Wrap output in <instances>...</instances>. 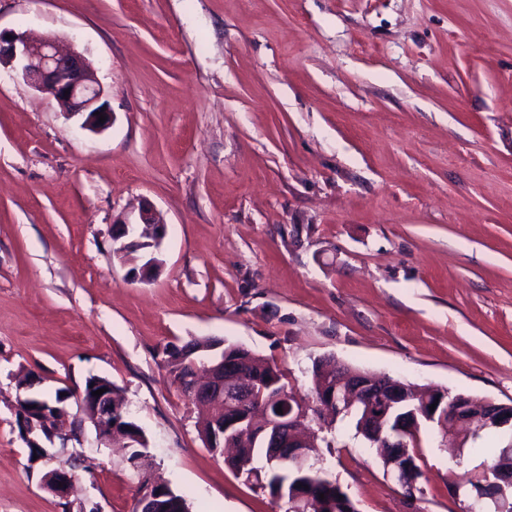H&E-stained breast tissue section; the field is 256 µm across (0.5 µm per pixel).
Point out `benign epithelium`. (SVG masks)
Masks as SVG:
<instances>
[{
  "label": "benign epithelium",
  "instance_id": "benign-epithelium-1",
  "mask_svg": "<svg viewBox=\"0 0 512 512\" xmlns=\"http://www.w3.org/2000/svg\"><path fill=\"white\" fill-rule=\"evenodd\" d=\"M13 65L20 76L36 91L55 100L62 112L70 116L82 117L81 128L91 132H102L112 125L113 114L108 102L104 100L105 90L98 82L96 74L88 59L78 51L65 48L61 41L49 35L41 40L33 41L24 33L0 29V65ZM105 122H99L100 116ZM150 236V247L144 250L142 264L129 271L131 279L147 281L152 278L161 266L157 252L166 236V224L159 213L150 205L145 204L139 210V219L134 223L122 222L116 230L114 238H126L131 244H141L145 236ZM189 366L192 376L186 385L189 400L197 406L209 407L215 402L245 408L244 416L231 423H213L215 427L211 439L223 440L226 448H233L232 440L226 439L231 428L249 423V429L273 430L275 433L288 432V444L293 448L288 461L298 467L309 464L310 441L302 438L300 427L308 418H320L326 412L338 415L362 403H368L367 396H378L381 407L389 409L405 403L413 398L421 400V404L412 411L414 418H420L432 426L448 428L457 432L453 438L458 448L466 446L468 438L476 431L488 427L503 428L512 426V403H497L484 399L480 406H474L470 396L457 394L448 399L447 393L434 401L430 396L420 393V388L410 383L390 380L384 376H372L361 371L337 368L336 385L323 401L307 404L301 397H296L299 409L278 414L265 406L264 393L266 386L260 380L243 381V369L240 361L226 358L224 354L216 355L210 365L198 368L196 359H191ZM32 397L18 400L16 410L27 409L29 425L24 430L26 442L40 445V441L49 442L58 438L66 440L68 413L63 408H55L53 412L39 410L31 403ZM98 405L93 415L92 425L102 439L117 435V423L113 421L112 393L107 392L98 397ZM436 404L431 410L429 406ZM44 471L41 483L45 489L60 499L68 497L71 488V475L66 465L55 456L46 453L40 458ZM388 472L405 489L415 490L416 480L413 469L408 463L398 458L389 463ZM512 488V477L505 478L501 473L486 475L482 495H495ZM165 489L161 488L153 496H144L139 492L135 512H179L175 503L159 511L152 502L166 498Z\"/></svg>",
  "mask_w": 512,
  "mask_h": 512
}]
</instances>
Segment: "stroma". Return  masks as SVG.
<instances>
[{
	"label": "stroma",
	"instance_id": "stroma-1",
	"mask_svg": "<svg viewBox=\"0 0 512 512\" xmlns=\"http://www.w3.org/2000/svg\"><path fill=\"white\" fill-rule=\"evenodd\" d=\"M0 28L93 64L104 132L0 67V512H134L126 452L83 422L60 500L15 405L89 377L123 391L152 471L190 512H285L198 434L163 355L216 337L309 396L332 357L512 401V0H0ZM160 212L131 280L113 224ZM320 465L359 512H462L480 461L421 433L408 499L339 422ZM121 224L116 230L114 235L115 240L121 238H128V242L121 244L124 247L126 244H141L144 243L143 237L149 235L151 240L146 241L152 246L144 250L140 266L136 267L134 271L129 270V277L131 279H139L147 281L152 278L156 270L161 266L162 262L156 256L165 236L166 224L160 217L159 213L154 210L149 204H144L139 210V219L137 222L128 223L126 221Z\"/></svg>",
	"mask_w": 512,
	"mask_h": 512
}]
</instances>
